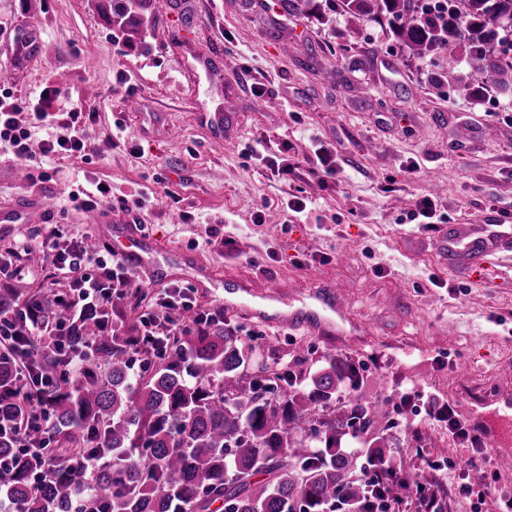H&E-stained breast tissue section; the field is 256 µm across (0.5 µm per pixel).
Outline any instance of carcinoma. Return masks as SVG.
<instances>
[{"label":"carcinoma","mask_w":512,"mask_h":512,"mask_svg":"<svg viewBox=\"0 0 512 512\" xmlns=\"http://www.w3.org/2000/svg\"><path fill=\"white\" fill-rule=\"evenodd\" d=\"M342 11L377 20L418 56L439 54L448 77H476L512 88V0H328ZM142 0H107L106 12L130 25ZM117 303L78 317L61 301L26 283L0 286V334L62 336L63 347L31 337L0 356V419L35 425L15 359L29 357L37 393L51 420L50 447L19 446L0 436V504L19 512H372L367 479L402 502L413 484L430 512L443 499L435 479L421 482L390 464L388 411L346 396L361 375L352 362L330 358L314 372L286 365L248 373L256 346L240 329L191 322L155 342L157 356L135 372L138 322L122 333ZM69 351L87 357L60 372ZM105 462L93 474L84 461ZM51 460L56 476L34 475ZM266 475L259 480L257 476Z\"/></svg>","instance_id":"carcinoma-1"}]
</instances>
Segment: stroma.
Returning a JSON list of instances; mask_svg holds the SVG:
<instances>
[{
    "mask_svg": "<svg viewBox=\"0 0 512 512\" xmlns=\"http://www.w3.org/2000/svg\"><path fill=\"white\" fill-rule=\"evenodd\" d=\"M26 28L40 41L17 67L14 35ZM191 46L223 55V78L184 73ZM441 71V58L413 55L379 22L323 0L291 13L256 0H150L133 30L108 20L104 0H0V82L14 101L57 82L62 110L91 102L97 112L84 127V154L31 163L24 190L54 213L46 224L0 221V253L29 241L21 278L58 294L68 285L53 274L50 229L85 240L92 260L105 258L111 225L71 201L90 175L117 195L149 193L147 211L112 210L159 247L157 275L140 281L138 313L167 287L191 283L182 251L213 274L194 294L204 309L219 305L228 280L288 299L298 285H334L360 333L313 336L240 311L224 318L258 334V363H359L361 394L391 411L392 466L441 482L442 512H499L512 497V458L475 459L432 410L452 405L479 436L489 414L512 413V260L482 281L449 271L440 248L454 224L512 225V93L482 79L464 95ZM122 74L127 84H118ZM228 96L237 118L216 142L198 115ZM260 96L271 102L263 112L254 109ZM118 122L136 152L112 145ZM172 122L181 136L169 135ZM260 138L293 146L288 179L246 158ZM316 139L336 159L324 186L309 174ZM298 192L310 204L287 214ZM423 196L437 205L434 223L409 219ZM475 470L492 490L486 498L461 490Z\"/></svg>",
    "mask_w": 512,
    "mask_h": 512,
    "instance_id": "obj_1",
    "label": "stroma"
}]
</instances>
